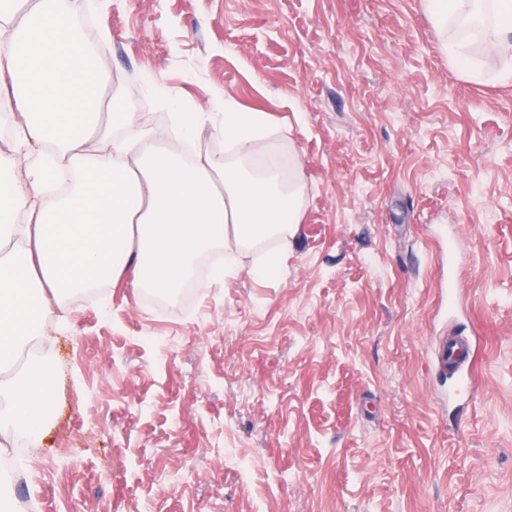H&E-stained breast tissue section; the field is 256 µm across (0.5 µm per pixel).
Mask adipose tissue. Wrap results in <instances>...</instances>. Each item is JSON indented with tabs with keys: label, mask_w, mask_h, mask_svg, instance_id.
Instances as JSON below:
<instances>
[{
	"label": "adipose tissue",
	"mask_w": 512,
	"mask_h": 512,
	"mask_svg": "<svg viewBox=\"0 0 512 512\" xmlns=\"http://www.w3.org/2000/svg\"><path fill=\"white\" fill-rule=\"evenodd\" d=\"M435 29L446 34L449 60L471 78L512 83V0H423ZM78 0H7L0 7V83L20 119L14 148L0 155V211H21L22 224H0V436H38L50 419L51 370L14 364L53 314L51 294H78L117 277L135 263L138 283L180 288L204 250L233 237L237 246L287 241L300 222L305 187L296 156L269 155L262 175L242 162L275 131L262 112L225 106V158L201 155L185 163L183 142L207 119L174 116L172 140L150 139L137 113L113 98L108 116L97 94L105 61L87 51L70 19ZM480 15L491 34L483 53L502 65L485 70L472 51L467 21ZM100 147L84 154L89 133ZM25 165L18 187L6 175Z\"/></svg>",
	"instance_id": "adipose-tissue-1"
}]
</instances>
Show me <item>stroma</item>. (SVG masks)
Listing matches in <instances>:
<instances>
[{
    "label": "stroma",
    "mask_w": 512,
    "mask_h": 512,
    "mask_svg": "<svg viewBox=\"0 0 512 512\" xmlns=\"http://www.w3.org/2000/svg\"><path fill=\"white\" fill-rule=\"evenodd\" d=\"M78 17L103 94L145 129L228 100L266 113L261 151L296 152L306 192L288 245L221 246L191 299L154 305L125 273L62 301L20 357L51 364L55 408L11 499L512 512V84L450 66L422 0H79ZM471 326L475 389L452 404L440 346Z\"/></svg>",
    "instance_id": "35a3bbf8"
}]
</instances>
